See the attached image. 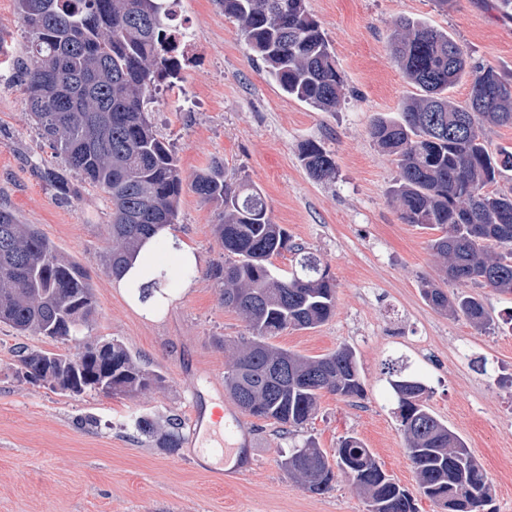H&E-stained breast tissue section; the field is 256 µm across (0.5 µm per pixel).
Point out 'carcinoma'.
Instances as JSON below:
<instances>
[{
	"mask_svg": "<svg viewBox=\"0 0 512 512\" xmlns=\"http://www.w3.org/2000/svg\"><path fill=\"white\" fill-rule=\"evenodd\" d=\"M28 33L29 59L14 60L38 134L61 158L41 178L64 201L78 196L72 175L101 189L112 203L109 266L118 278L142 242L178 218L184 178L169 142L149 120L156 94L183 81L172 0H15ZM237 24L251 54L291 98L333 112L344 94L332 48L306 0H214ZM404 78L416 92L395 117L378 116L371 138L395 157L393 197L408 224L437 229L430 249L446 259L442 281L512 294V188L487 190L512 171V152L490 156L484 124L512 125V82L493 66L476 62L448 32L402 18L391 39ZM470 78V99L457 105L450 90ZM309 176L329 181L332 153L308 140L301 148ZM192 191L217 209L215 233L226 259L212 269L224 307L238 311L250 333L236 343L224 386L237 405L282 427L304 425L321 392L363 398L355 352L342 347L308 359L269 339L288 329L315 328L332 316L336 285L319 259L290 244L273 223L260 193L235 186L214 164L196 173ZM501 251L494 253L491 246ZM295 254L291 272H277L273 258ZM436 309L485 327L490 316L476 297L421 282ZM96 310L84 267L59 255L34 224L0 210V322L21 333L72 342L75 351L24 350L23 376L34 383L81 395H132L158 387L163 377L142 367L119 342L80 336ZM394 376L397 415L419 486L441 512H486L492 496L479 462L465 442L426 404L427 386L416 376ZM137 431L173 451L179 424L166 427L147 416ZM367 494L368 512H417L414 500L381 467L358 438L341 440L336 467L311 443L294 448L284 469L308 490L322 493L333 469Z\"/></svg>",
	"mask_w": 512,
	"mask_h": 512,
	"instance_id": "obj_1",
	"label": "carcinoma"
}]
</instances>
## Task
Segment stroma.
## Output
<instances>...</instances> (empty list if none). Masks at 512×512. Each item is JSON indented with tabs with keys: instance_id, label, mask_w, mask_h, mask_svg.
Wrapping results in <instances>:
<instances>
[{
	"instance_id": "stroma-1",
	"label": "stroma",
	"mask_w": 512,
	"mask_h": 512,
	"mask_svg": "<svg viewBox=\"0 0 512 512\" xmlns=\"http://www.w3.org/2000/svg\"><path fill=\"white\" fill-rule=\"evenodd\" d=\"M498 0H307L345 79L335 111L288 97L250 56L237 26L213 0H178L174 21L194 36L183 89L159 97L150 119L169 141L185 177L222 162L233 182L261 190L274 223L315 254L336 284L334 315L314 329H289L273 345L317 358L351 347L364 399L322 393L314 415L289 430L248 418L251 464L239 480L218 485L187 448L171 453L140 434L139 415L182 423L194 400L235 409L224 387L230 355L224 342L246 335L243 317L224 308L211 271L224 259L216 215L184 190L174 235L198 255L195 285L183 290V269L169 243L155 255L172 301L147 319L112 285V204L79 184L64 202L38 170L60 160L32 121L24 86L0 66V208L37 225L59 253L88 271L96 298L89 339L123 343L163 383L134 397L70 395L26 381L16 372L19 348L64 351L65 343L20 334L0 323V512H367L365 495L344 476L314 494L282 468L288 452L313 441L333 453L347 436L372 450L383 470L414 499L418 512H438L420 491L387 383L388 364L425 381L427 404L482 465L495 512H512V294L467 287L492 317L480 328L433 308L422 279L440 261L429 248L434 230L405 223L390 195L393 156L369 135L372 120L397 112L413 92L391 53L394 24L414 18L448 33L472 59L512 80V14ZM313 140L331 151L336 177L312 180L300 147Z\"/></svg>"
}]
</instances>
